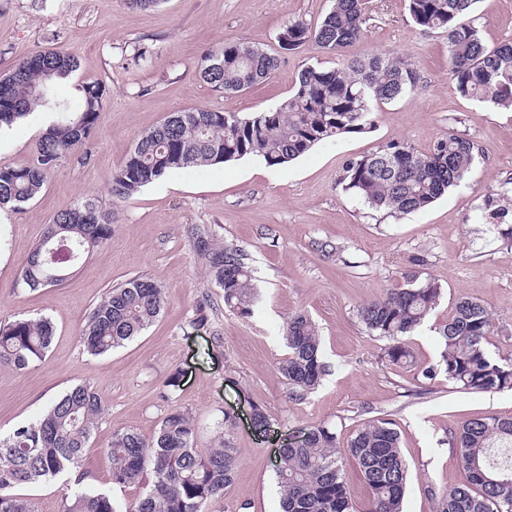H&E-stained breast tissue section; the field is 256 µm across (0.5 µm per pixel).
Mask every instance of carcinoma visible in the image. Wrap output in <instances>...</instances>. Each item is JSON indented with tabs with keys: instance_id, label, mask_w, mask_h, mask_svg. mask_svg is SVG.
Instances as JSON below:
<instances>
[{
	"instance_id": "carcinoma-1",
	"label": "carcinoma",
	"mask_w": 512,
	"mask_h": 512,
	"mask_svg": "<svg viewBox=\"0 0 512 512\" xmlns=\"http://www.w3.org/2000/svg\"><path fill=\"white\" fill-rule=\"evenodd\" d=\"M412 21L440 29L448 39V71L463 97L512 106V42L487 44L470 15L477 0H408ZM364 0H334L312 27L291 21L278 36L284 50L311 47L342 57L335 66L317 64L298 74L292 92L280 104L248 118L210 108L177 111L142 134L112 175V202L118 204L160 177L180 170H206L246 156L269 166H284L322 141L369 132L376 106L416 90L419 74L407 58L391 52L345 57L364 35ZM74 55L37 50L0 77V128L10 127L38 108L59 114L41 136L26 166L0 165V209H19L34 200L56 168L83 145L98 126L104 88H79L73 109L56 98L53 83L75 72ZM278 58L246 43L226 42L210 50L200 78L224 94L243 92L269 80ZM475 146L450 131L419 151L392 141L344 167L343 189L371 207L394 216L422 211L460 186L472 170ZM114 209L91 198L60 210L22 265L20 278L31 290L66 282L73 268L112 236ZM193 249L207 280L224 292V308L240 317L253 314L257 300L248 254L226 245L208 228L193 236ZM441 284L431 277L403 276L361 307L366 329L388 341L394 366L414 362L407 337L435 309ZM165 306L164 286L149 277H133L108 289L82 330L93 355H102L140 335ZM208 301L196 303L188 325L199 330L211 320ZM55 327L51 318L18 319L0 324V363L24 372L45 359ZM495 334L491 312L481 302L459 299L441 329L439 364L423 369L424 381L444 373L459 389L473 393L512 390V359L497 360L487 344ZM288 356L276 370L290 395L305 398L328 372L315 323L298 312L282 332ZM105 402L89 384H77L53 401L37 420L0 436V512H36L35 503L16 490L62 475L76 474L62 499L61 512H120L111 496L89 486L79 471L85 449L104 414ZM197 428L186 410L170 409L148 441L131 430L112 434L104 449L115 486L143 485L144 495L125 512H205L224 497L233 482L235 449L216 435L213 447L195 448ZM454 447L467 482L447 490L430 489L437 512H512V417L485 414L463 423ZM358 466L369 490L362 508L353 501L344 478L342 452ZM275 474L281 488V512H401L409 472L394 423L372 420L350 436L346 448L324 426L288 438L279 451Z\"/></svg>"
}]
</instances>
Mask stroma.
Wrapping results in <instances>:
<instances>
[{
  "label": "stroma",
  "instance_id": "obj_1",
  "mask_svg": "<svg viewBox=\"0 0 512 512\" xmlns=\"http://www.w3.org/2000/svg\"><path fill=\"white\" fill-rule=\"evenodd\" d=\"M364 39L348 55L391 51L417 66L420 83L403 98L380 105L370 132L316 145L285 167L255 157L205 171H175L143 187L117 209L111 239L78 264L59 286L26 288L21 267L46 224L67 206L89 198L110 205V182L137 139L169 113L212 108L247 117L276 106L301 70L334 57L304 48L281 50L286 23L315 25L331 0H162L153 9L126 0H0V76L38 49H61L78 69L55 87L77 105L78 89L99 83L106 103L93 135L49 178L41 194L18 210L0 211V322L51 317L55 338L44 361L25 373L0 365V433L35 421L70 386L99 390L106 412L82 461L90 483L121 504L142 487L111 482L105 449L118 430L152 438L169 409L189 411L196 446H212L218 422L233 415L228 437L238 467L224 497L207 512H281L275 455L283 438L326 426L340 442L364 423L388 419L400 434L410 481L403 512H436L431 489L467 480L453 447L466 420L492 412L512 417V391L469 393L445 376L430 385L417 373L440 358L439 330L457 298L482 301L497 332L488 349L512 358V225L492 219L512 213V111L461 96L448 75V41L412 21L407 0H365ZM474 24L487 43L512 42V0H477ZM245 42L277 54L274 76L251 89L224 95L198 69L206 52ZM52 112L38 110L0 137V165L30 163ZM456 131L472 140L476 164L469 180L424 211L402 218L368 207L339 181L349 159L392 140L416 149ZM212 229L246 250L257 302L243 319L225 310L223 291L208 284L192 247V232ZM436 279L443 295L409 338L414 365L387 360L385 340L369 333L359 309L404 272ZM165 287L164 313L137 339L104 355L80 341L87 316L107 289L133 277ZM213 308L210 323L189 327L199 300ZM303 311L315 322L329 372L305 399L295 400L276 372L287 349L282 328ZM182 372L178 388L168 376ZM268 411L274 428L256 433L250 405Z\"/></svg>",
  "mask_w": 512,
  "mask_h": 512
}]
</instances>
